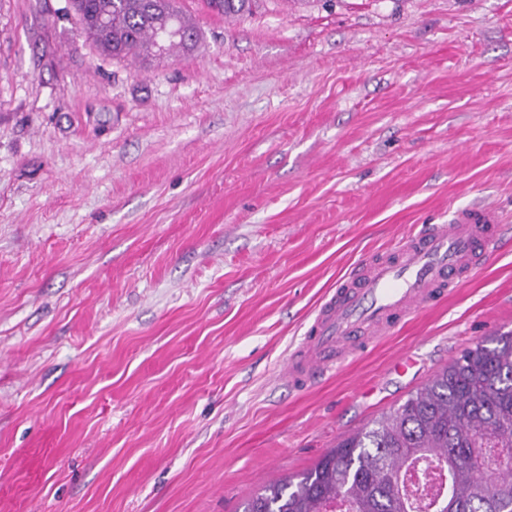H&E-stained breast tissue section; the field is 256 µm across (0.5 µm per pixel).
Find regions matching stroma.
Wrapping results in <instances>:
<instances>
[{"mask_svg":"<svg viewBox=\"0 0 512 512\" xmlns=\"http://www.w3.org/2000/svg\"><path fill=\"white\" fill-rule=\"evenodd\" d=\"M183 7L197 46L148 62L68 0H0L9 512H239L512 332V0ZM487 203L502 235L451 298L284 378L349 269ZM254 0H204L217 15L224 17L241 16L251 11Z\"/></svg>","mask_w":512,"mask_h":512,"instance_id":"stroma-1","label":"stroma"}]
</instances>
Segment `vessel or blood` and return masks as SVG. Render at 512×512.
<instances>
[{
    "label": "vessel or blood",
    "mask_w": 512,
    "mask_h": 512,
    "mask_svg": "<svg viewBox=\"0 0 512 512\" xmlns=\"http://www.w3.org/2000/svg\"><path fill=\"white\" fill-rule=\"evenodd\" d=\"M502 231L493 208L454 212L429 225L393 253L368 258L348 271L317 306L286 375L295 385L332 371L337 359L362 351L358 334L387 332L418 310L445 299Z\"/></svg>",
    "instance_id": "1"
}]
</instances>
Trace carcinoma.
Returning <instances> with one entry per match:
<instances>
[{
	"mask_svg": "<svg viewBox=\"0 0 512 512\" xmlns=\"http://www.w3.org/2000/svg\"><path fill=\"white\" fill-rule=\"evenodd\" d=\"M254 0H204L241 16ZM101 53L146 60L184 52L198 31L178 0H70ZM449 480L431 512H512V333L493 336L404 403L343 438L303 472L265 485L242 512H424L413 478Z\"/></svg>",
	"mask_w": 512,
	"mask_h": 512,
	"instance_id": "1",
	"label": "carcinoma"
}]
</instances>
